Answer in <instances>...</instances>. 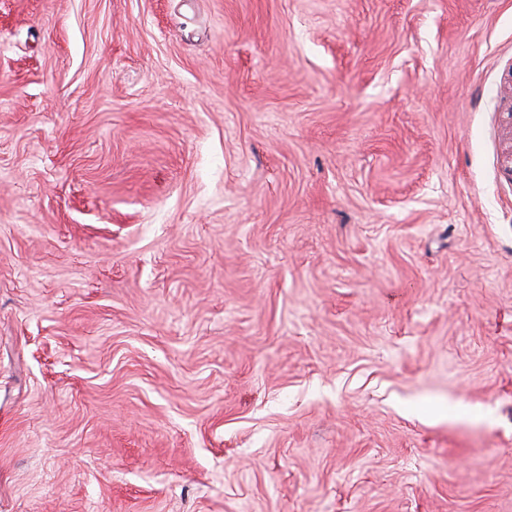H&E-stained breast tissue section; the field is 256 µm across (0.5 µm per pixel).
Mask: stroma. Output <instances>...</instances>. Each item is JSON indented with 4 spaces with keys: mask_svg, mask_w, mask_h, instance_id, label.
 <instances>
[{
    "mask_svg": "<svg viewBox=\"0 0 512 512\" xmlns=\"http://www.w3.org/2000/svg\"><path fill=\"white\" fill-rule=\"evenodd\" d=\"M0 512H512V0H0Z\"/></svg>",
    "mask_w": 512,
    "mask_h": 512,
    "instance_id": "obj_1",
    "label": "stroma"
}]
</instances>
